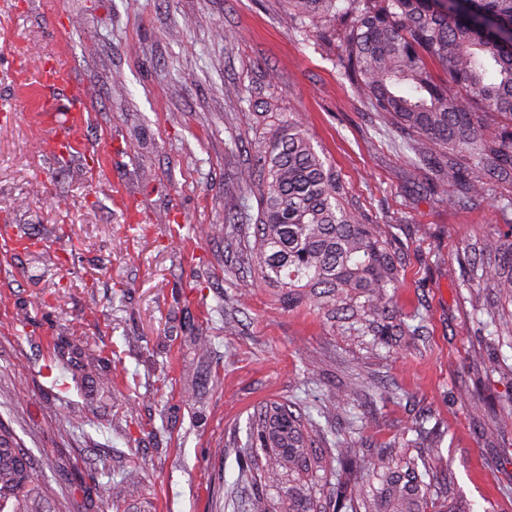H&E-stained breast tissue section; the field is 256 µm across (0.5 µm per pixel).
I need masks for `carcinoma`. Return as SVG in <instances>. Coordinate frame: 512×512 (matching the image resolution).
I'll list each match as a JSON object with an SVG mask.
<instances>
[{
  "label": "carcinoma",
  "instance_id": "carcinoma-1",
  "mask_svg": "<svg viewBox=\"0 0 512 512\" xmlns=\"http://www.w3.org/2000/svg\"><path fill=\"white\" fill-rule=\"evenodd\" d=\"M297 31L336 36L345 24L339 64L381 126L400 133L416 166L431 165L452 188L448 200L471 201L485 180L512 182V0H459L448 14L442 0H285ZM446 69L434 80L430 64ZM262 136L254 162L234 183L257 200L255 223L224 214L253 238L245 256L260 278L281 289L288 303L318 296L350 321L349 333L413 336L418 327L394 315L390 290L398 287L400 260L390 235L348 200L341 174L317 152L297 120L255 113ZM468 301L481 315L479 330L512 340V242L483 239L464 262ZM62 376L84 372L82 351L66 342ZM353 433L325 438L311 412L271 402L253 413L241 449L242 475L264 482L278 468L288 486L258 500L262 512H320L325 462L336 463L331 512H427L442 478L417 457L387 449L366 455ZM31 458L0 421V512H55Z\"/></svg>",
  "mask_w": 512,
  "mask_h": 512
}]
</instances>
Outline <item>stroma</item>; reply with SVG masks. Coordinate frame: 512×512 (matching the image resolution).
<instances>
[{
  "label": "stroma",
  "instance_id": "35a3bbf8",
  "mask_svg": "<svg viewBox=\"0 0 512 512\" xmlns=\"http://www.w3.org/2000/svg\"><path fill=\"white\" fill-rule=\"evenodd\" d=\"M337 55L298 35L283 0H0V225L33 240L0 245V420L63 512H116L108 486L133 466L144 481L117 512H250L261 488L236 457L249 417L331 394L343 402L328 433L358 415L367 445L435 459L449 504L512 512V376L475 331L460 263L512 230V184L450 203ZM37 58L60 72L53 91L27 67ZM48 93L79 101L64 118L80 143L61 154L41 124ZM268 105L304 124L392 235V306L422 335L390 349L348 335L327 305L288 304L247 262L224 221L240 200L224 186L252 162L253 114ZM196 334L209 351L188 344ZM63 336L114 361L111 386L86 377L58 393ZM423 413L435 431L406 448Z\"/></svg>",
  "mask_w": 512,
  "mask_h": 512
}]
</instances>
